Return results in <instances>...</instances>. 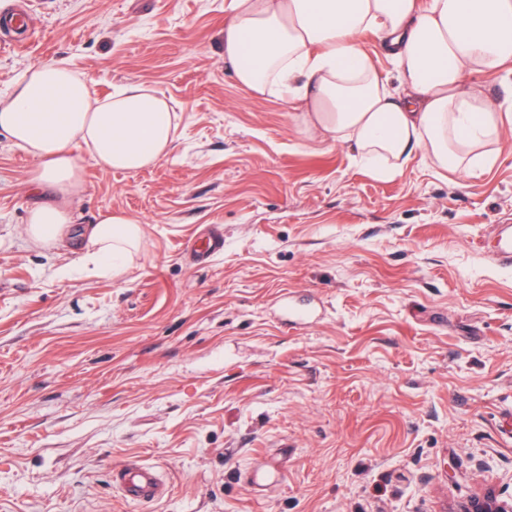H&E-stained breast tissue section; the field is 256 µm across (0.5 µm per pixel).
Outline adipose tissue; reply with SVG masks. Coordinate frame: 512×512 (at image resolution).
<instances>
[{
  "mask_svg": "<svg viewBox=\"0 0 512 512\" xmlns=\"http://www.w3.org/2000/svg\"><path fill=\"white\" fill-rule=\"evenodd\" d=\"M224 61L245 89L300 102L303 124L324 138L353 141L367 166L402 173L415 151L469 177L493 163L485 147L512 135L503 112L470 78L512 64V0H231ZM378 33L407 92L395 97L363 51ZM177 116L141 84L92 98L64 63L32 67L0 95V134L35 159L29 183L49 193L27 211L30 244L55 247L77 235L96 271H122L142 238L137 219L112 213L75 225L73 199L82 142L106 171L134 172L170 152Z\"/></svg>",
  "mask_w": 512,
  "mask_h": 512,
  "instance_id": "adipose-tissue-1",
  "label": "adipose tissue"
}]
</instances>
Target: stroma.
I'll list each match as a JSON object with an SVG mask.
<instances>
[{
    "label": "stroma",
    "instance_id": "obj_1",
    "mask_svg": "<svg viewBox=\"0 0 512 512\" xmlns=\"http://www.w3.org/2000/svg\"><path fill=\"white\" fill-rule=\"evenodd\" d=\"M0 91L66 62L178 119L136 172L72 151L79 223L143 238L121 276L24 235L35 161L0 136V512H458L512 493V143L469 178L381 177L224 63L230 0H31ZM224 248L199 264L187 244ZM158 467L125 501L113 471ZM275 477L252 485L260 466ZM112 482L127 501L136 503L161 500L169 490L168 482L156 467L136 462L113 472Z\"/></svg>",
    "mask_w": 512,
    "mask_h": 512
}]
</instances>
